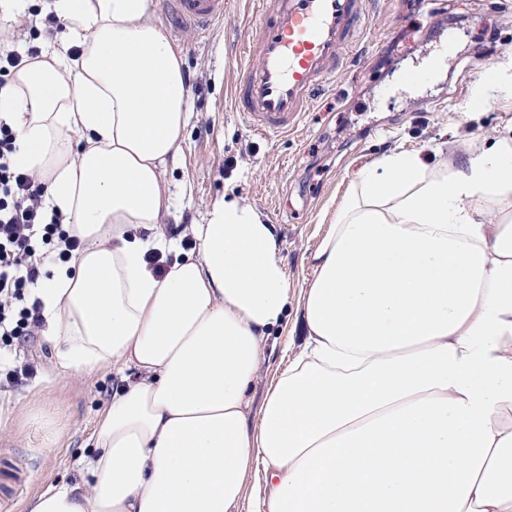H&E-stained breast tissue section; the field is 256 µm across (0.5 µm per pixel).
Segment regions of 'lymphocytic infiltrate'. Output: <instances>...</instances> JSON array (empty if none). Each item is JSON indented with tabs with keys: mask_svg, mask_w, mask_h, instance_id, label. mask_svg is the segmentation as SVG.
<instances>
[{
	"mask_svg": "<svg viewBox=\"0 0 512 512\" xmlns=\"http://www.w3.org/2000/svg\"><path fill=\"white\" fill-rule=\"evenodd\" d=\"M17 139L0 124V337L32 335L42 322L33 290L48 261H66L79 248L60 215L47 214V188L15 161Z\"/></svg>",
	"mask_w": 512,
	"mask_h": 512,
	"instance_id": "obj_1",
	"label": "lymphocytic infiltrate"
}]
</instances>
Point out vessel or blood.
I'll use <instances>...</instances> for the list:
<instances>
[{
	"label": "vessel or blood",
	"mask_w": 512,
	"mask_h": 512,
	"mask_svg": "<svg viewBox=\"0 0 512 512\" xmlns=\"http://www.w3.org/2000/svg\"><path fill=\"white\" fill-rule=\"evenodd\" d=\"M364 0H257L245 30V61L234 90L236 109L255 136L295 132L316 91L339 68ZM194 32L224 15V0H166Z\"/></svg>",
	"instance_id": "obj_1"
}]
</instances>
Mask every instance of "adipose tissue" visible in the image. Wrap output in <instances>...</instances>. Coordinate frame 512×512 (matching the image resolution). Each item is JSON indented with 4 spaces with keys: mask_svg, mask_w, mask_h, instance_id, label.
<instances>
[{
    "mask_svg": "<svg viewBox=\"0 0 512 512\" xmlns=\"http://www.w3.org/2000/svg\"><path fill=\"white\" fill-rule=\"evenodd\" d=\"M157 7L45 0L61 28L0 95L17 162L81 241L38 290L56 363L139 374L80 479L28 512H239L254 472L256 512H512V136L359 170L309 257L305 342L252 409L290 285L238 198L212 202L196 255L161 229L190 95Z\"/></svg>",
    "mask_w": 512,
    "mask_h": 512,
    "instance_id": "adipose-tissue-1",
    "label": "adipose tissue"
}]
</instances>
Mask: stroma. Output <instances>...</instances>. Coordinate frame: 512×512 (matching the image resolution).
Instances as JSON below:
<instances>
[{"label": "stroma", "instance_id": "obj_1", "mask_svg": "<svg viewBox=\"0 0 512 512\" xmlns=\"http://www.w3.org/2000/svg\"><path fill=\"white\" fill-rule=\"evenodd\" d=\"M224 18L201 34L177 31L165 9L155 20L184 56L190 114L181 154L163 180L174 205L168 237L187 244L189 228L204 223L209 205L234 194L273 224L291 296L311 275L307 258L327 229L324 209H336L355 173L388 150L437 159V147L471 139L493 143L512 119V0H370L362 32L346 53L335 86L316 95L298 135L262 140L238 116L230 90L239 74L243 31L253 0H227ZM442 72L425 71L429 59ZM493 82L489 101L477 98ZM237 166L225 172L226 158ZM303 336L297 309L263 344L252 384L261 404L273 379ZM0 357L36 365L34 377L0 383V467L10 466L18 491L0 486V512H26L48 483L79 478L90 454L98 415L121 377L104 370L85 376L60 369L42 332L0 340Z\"/></svg>", "mask_w": 512, "mask_h": 512}]
</instances>
